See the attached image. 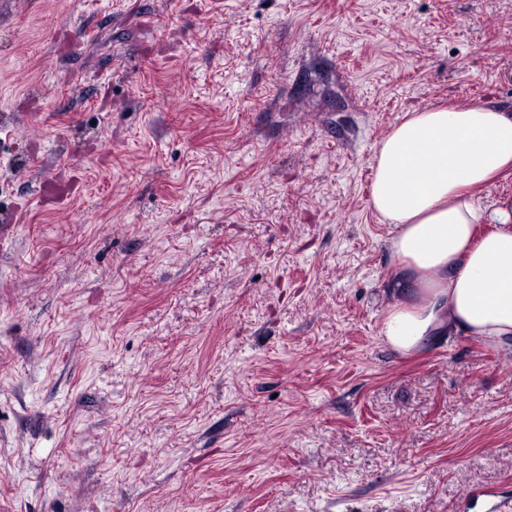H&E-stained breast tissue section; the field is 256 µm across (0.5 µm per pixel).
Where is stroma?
Masks as SVG:
<instances>
[{
    "label": "stroma",
    "instance_id": "1",
    "mask_svg": "<svg viewBox=\"0 0 512 512\" xmlns=\"http://www.w3.org/2000/svg\"><path fill=\"white\" fill-rule=\"evenodd\" d=\"M486 98L512 0H0V512L512 498V352L382 340L369 205L405 113Z\"/></svg>",
    "mask_w": 512,
    "mask_h": 512
}]
</instances>
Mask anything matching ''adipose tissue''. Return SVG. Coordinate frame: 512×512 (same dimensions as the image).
Here are the masks:
<instances>
[{"instance_id": "adipose-tissue-1", "label": "adipose tissue", "mask_w": 512, "mask_h": 512, "mask_svg": "<svg viewBox=\"0 0 512 512\" xmlns=\"http://www.w3.org/2000/svg\"><path fill=\"white\" fill-rule=\"evenodd\" d=\"M373 170L369 204L393 226L385 342L407 354L477 336L512 351V196L476 201L512 171V112L483 101L406 113Z\"/></svg>"}]
</instances>
